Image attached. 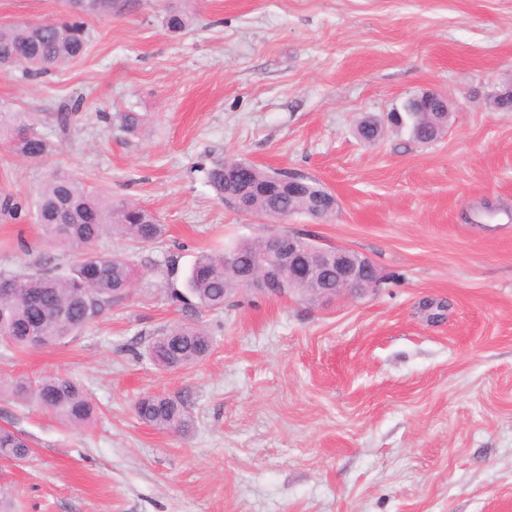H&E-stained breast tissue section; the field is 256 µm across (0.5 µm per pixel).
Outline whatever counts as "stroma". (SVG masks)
Segmentation results:
<instances>
[{"label":"stroma","mask_w":512,"mask_h":512,"mask_svg":"<svg viewBox=\"0 0 512 512\" xmlns=\"http://www.w3.org/2000/svg\"><path fill=\"white\" fill-rule=\"evenodd\" d=\"M64 0H0V25L44 21ZM190 25L169 31V11ZM87 53L30 78L0 68V100L39 116L38 160L0 147V195L34 201L62 168L154 212L158 243L104 237L132 257L130 297L79 335L20 352L0 345V426L34 450L0 457L17 512H512V0H116L87 20ZM446 96L447 132L422 145L364 115ZM147 114L122 132L117 112ZM317 179L335 214L241 213L204 181L215 157ZM297 230L368 256L382 288L330 304L239 291L223 310L172 299L204 251ZM33 213L0 214V270L71 253L44 246ZM192 321L204 361L155 366L149 340ZM73 378L97 413L76 428L18 380ZM181 399L191 429L142 423L147 394Z\"/></svg>","instance_id":"35a3bbf8"}]
</instances>
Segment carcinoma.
I'll return each mask as SVG.
<instances>
[{
    "label": "carcinoma",
    "mask_w": 512,
    "mask_h": 512,
    "mask_svg": "<svg viewBox=\"0 0 512 512\" xmlns=\"http://www.w3.org/2000/svg\"><path fill=\"white\" fill-rule=\"evenodd\" d=\"M62 18L0 26V66L23 64L30 76L45 74L83 56L89 47L85 17L112 9L114 0H66ZM119 127L135 132L144 121L138 112L118 115ZM386 124L405 129L422 144L436 141L447 131L446 117L422 103L403 108L384 118ZM0 145L15 156L36 160L50 151V144L35 129L26 112L0 101ZM232 159L217 158L206 169V183L217 198L233 209L236 186L224 174ZM254 190L242 195L244 212L274 219L294 214L312 215L325 207L321 195L327 189L311 177L303 190L294 193L264 192L260 186L279 173L248 164ZM36 222L47 234L46 245L74 251L78 260L66 274L55 272L50 262L32 273L0 272V341L19 350L53 345L80 334L114 305L131 294L134 268L123 254H101L97 242L105 237L150 244L165 235V225L135 204L85 187L72 173L56 169L38 189ZM265 236H256L220 252L197 257L184 280L183 290L172 289L173 299L190 310L216 311L226 298L242 289V280L253 269V261L264 249ZM213 340L194 323H175L156 334L148 344V355L161 368L172 370L194 365L209 356ZM13 392L32 397L66 422L82 426L94 417V406L79 384L66 375L46 376L36 384L18 381ZM137 417L158 430L186 432L191 426L183 402L166 394L142 397L135 405ZM26 440L15 430L0 427V455L20 459L27 452Z\"/></svg>",
    "instance_id": "obj_1"
}]
</instances>
